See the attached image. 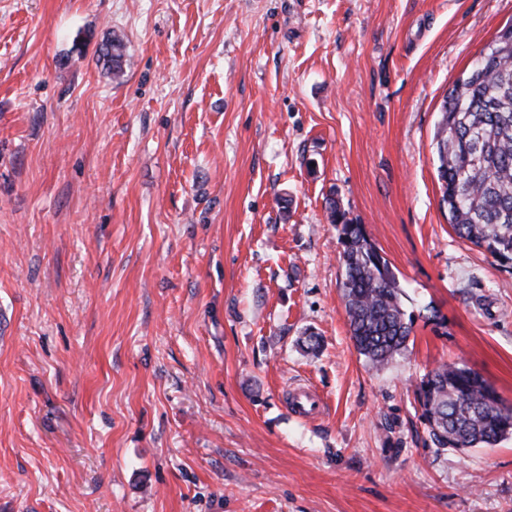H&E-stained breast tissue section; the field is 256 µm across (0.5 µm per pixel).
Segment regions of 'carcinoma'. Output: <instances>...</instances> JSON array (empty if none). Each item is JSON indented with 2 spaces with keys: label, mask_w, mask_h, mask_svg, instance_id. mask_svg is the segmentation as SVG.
<instances>
[{
  "label": "carcinoma",
  "mask_w": 512,
  "mask_h": 512,
  "mask_svg": "<svg viewBox=\"0 0 512 512\" xmlns=\"http://www.w3.org/2000/svg\"><path fill=\"white\" fill-rule=\"evenodd\" d=\"M99 61L112 77H121L122 40L106 39ZM445 104L434 148L448 223L460 238L512 264V23L453 82ZM329 218L341 226L343 300L352 339L373 366L383 367L406 348L412 331L401 290L363 225L350 222L334 202ZM416 398L441 451L491 448L512 434V409L464 364L427 373Z\"/></svg>",
  "instance_id": "1"
}]
</instances>
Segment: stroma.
Here are the masks:
<instances>
[{
    "label": "stroma",
    "mask_w": 512,
    "mask_h": 512,
    "mask_svg": "<svg viewBox=\"0 0 512 512\" xmlns=\"http://www.w3.org/2000/svg\"><path fill=\"white\" fill-rule=\"evenodd\" d=\"M511 22L512 0H0V512H512V437L437 451L416 400L460 362L512 405V265L454 233L433 148ZM332 201L412 323L380 369ZM124 45L120 38L112 36L107 38L103 47L100 49V56L98 61L102 62L103 68L113 78H120L124 72V65L126 64ZM292 409L303 417L312 418L321 413L320 399L309 390L295 394L291 400Z\"/></svg>",
    "instance_id": "1"
}]
</instances>
